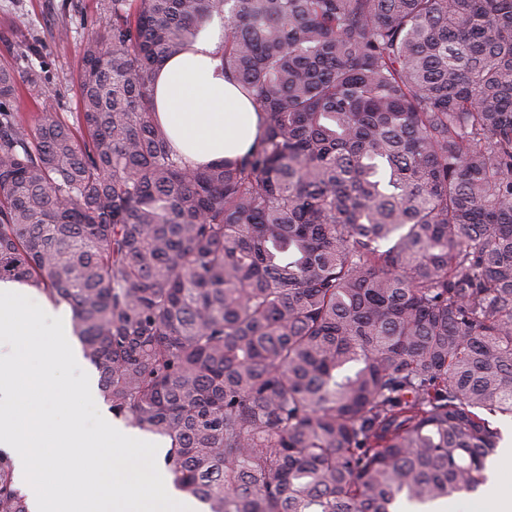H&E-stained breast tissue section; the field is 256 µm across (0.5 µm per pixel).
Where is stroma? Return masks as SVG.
Returning <instances> with one entry per match:
<instances>
[{
  "instance_id": "stroma-1",
  "label": "stroma",
  "mask_w": 512,
  "mask_h": 512,
  "mask_svg": "<svg viewBox=\"0 0 512 512\" xmlns=\"http://www.w3.org/2000/svg\"><path fill=\"white\" fill-rule=\"evenodd\" d=\"M111 19L112 0H0V67L14 69L23 85L39 81L37 95L20 90L14 110L27 118L49 106L74 123L84 46ZM63 28L68 35L62 39ZM22 45L27 55H19Z\"/></svg>"
}]
</instances>
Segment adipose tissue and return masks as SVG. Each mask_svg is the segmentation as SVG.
Masks as SVG:
<instances>
[{"mask_svg":"<svg viewBox=\"0 0 512 512\" xmlns=\"http://www.w3.org/2000/svg\"><path fill=\"white\" fill-rule=\"evenodd\" d=\"M223 41V28L211 20L187 50L159 67L154 81L158 123L198 166L245 154L260 129L257 107L224 72Z\"/></svg>","mask_w":512,"mask_h":512,"instance_id":"ef3b65f1","label":"adipose tissue"}]
</instances>
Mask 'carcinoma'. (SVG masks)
<instances>
[{
  "label": "carcinoma",
  "instance_id": "carcinoma-1",
  "mask_svg": "<svg viewBox=\"0 0 512 512\" xmlns=\"http://www.w3.org/2000/svg\"><path fill=\"white\" fill-rule=\"evenodd\" d=\"M216 16L264 129L201 168L152 80ZM16 89L1 68L0 281L69 305L175 490L397 512L486 482L512 417V0H112L76 126ZM0 512H30L2 455Z\"/></svg>",
  "mask_w": 512,
  "mask_h": 512
}]
</instances>
